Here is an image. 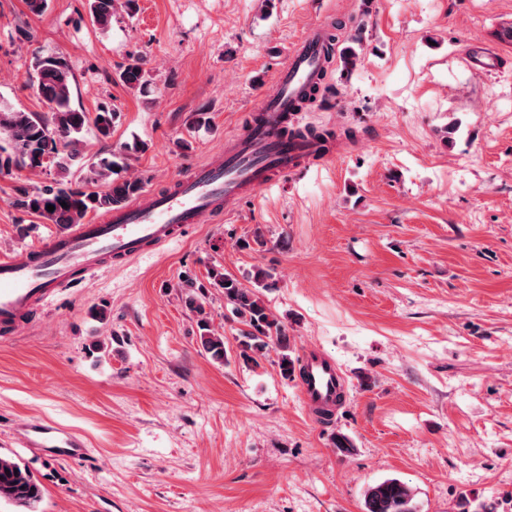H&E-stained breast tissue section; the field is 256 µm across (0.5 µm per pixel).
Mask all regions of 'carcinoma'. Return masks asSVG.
<instances>
[{"instance_id": "carcinoma-1", "label": "carcinoma", "mask_w": 512, "mask_h": 512, "mask_svg": "<svg viewBox=\"0 0 512 512\" xmlns=\"http://www.w3.org/2000/svg\"><path fill=\"white\" fill-rule=\"evenodd\" d=\"M114 0H88L91 20L102 29L112 23ZM31 81L37 95L47 105L49 119L32 112L0 108V135H6L7 145H0V171L13 166L31 169L44 166L45 161H57V167L68 170V161L78 158L76 144L88 122H93L98 134L108 138L112 134V121L116 109L102 105L94 119L71 106V83L66 63L60 55H37L32 62ZM145 76L144 58L136 55L120 73V81L137 87ZM70 146L68 161L59 160L61 148ZM112 153H104L91 164L90 175L80 183L68 186L54 181L35 191H22L16 205L23 211L66 228L79 224L91 213L110 212L144 189L141 178L114 181L104 187L99 183L113 171ZM67 207H62V204ZM54 210H47V206ZM214 285L224 289V298L233 305L234 313L246 326L239 340L240 356L246 360L264 355L274 349L279 355L281 375L294 376L297 360L290 355L288 329L275 318L255 291L246 288L231 275L212 270ZM188 305L201 316L198 321L203 347L213 359L224 361V337L216 336L210 329L205 308L192 296ZM42 498V485L38 478L22 462L0 456V500H6L21 512H35ZM414 492L411 486L398 479L386 478L369 486L363 498V512H415Z\"/></svg>"}]
</instances>
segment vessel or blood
<instances>
[{"label": "vessel or blood", "instance_id": "b4317fda", "mask_svg": "<svg viewBox=\"0 0 512 512\" xmlns=\"http://www.w3.org/2000/svg\"><path fill=\"white\" fill-rule=\"evenodd\" d=\"M328 30L320 24L286 49L248 128L224 151L195 166L174 189H149L108 217L74 224L39 246L0 257V332L16 333L33 316L74 288H85L97 271L144 256L151 248L178 244L186 229L220 222L235 204L305 166L322 147L311 138H288L283 129L300 99L319 87L333 58ZM300 395L314 415L333 408L346 378L331 358L308 349L302 359ZM16 440L49 459H80L84 442L62 427L23 421Z\"/></svg>", "mask_w": 512, "mask_h": 512}]
</instances>
